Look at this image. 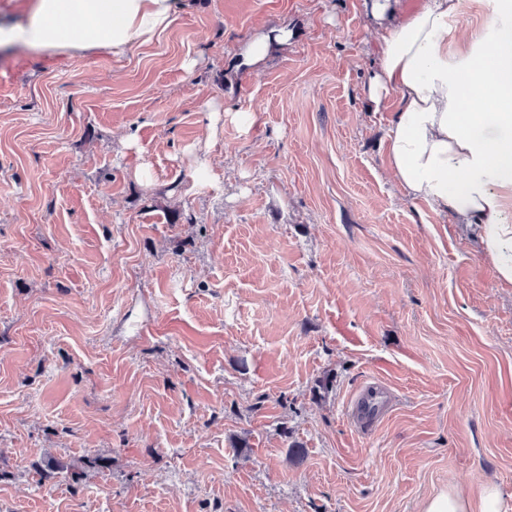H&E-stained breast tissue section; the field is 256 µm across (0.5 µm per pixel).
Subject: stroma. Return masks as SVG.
Returning a JSON list of instances; mask_svg holds the SVG:
<instances>
[{
  "label": "stroma",
  "mask_w": 512,
  "mask_h": 512,
  "mask_svg": "<svg viewBox=\"0 0 512 512\" xmlns=\"http://www.w3.org/2000/svg\"><path fill=\"white\" fill-rule=\"evenodd\" d=\"M369 2L198 0L118 59L0 52V512H420L489 485L512 512V288L390 172ZM372 380L394 406L364 433ZM84 456L109 467L75 487L32 468ZM349 406L359 428L368 430L383 415L385 398L378 388L363 386Z\"/></svg>",
  "instance_id": "35a3bbf8"
}]
</instances>
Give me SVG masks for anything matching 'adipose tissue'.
Returning a JSON list of instances; mask_svg holds the SVG:
<instances>
[{
	"label": "adipose tissue",
	"mask_w": 512,
	"mask_h": 512,
	"mask_svg": "<svg viewBox=\"0 0 512 512\" xmlns=\"http://www.w3.org/2000/svg\"><path fill=\"white\" fill-rule=\"evenodd\" d=\"M190 0H31L19 19L0 20V49L20 46L46 57L122 56L153 41ZM462 0H426L402 10L373 0L381 34L367 87L376 107H392L388 167L404 193L478 225L498 282L512 287V35L484 21L464 38L448 35ZM495 103L484 111V103ZM498 489L479 506L440 491L421 512H501Z\"/></svg>",
	"instance_id": "obj_1"
}]
</instances>
